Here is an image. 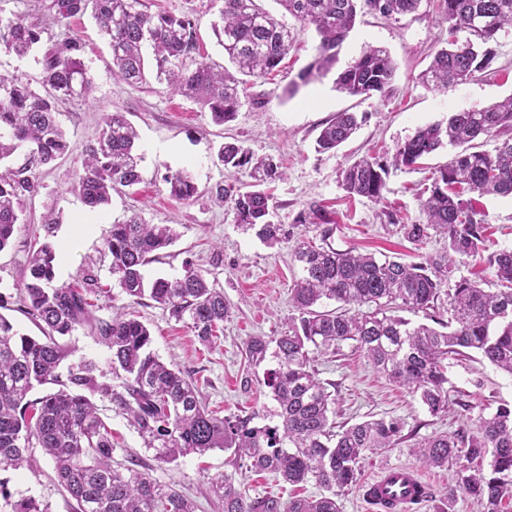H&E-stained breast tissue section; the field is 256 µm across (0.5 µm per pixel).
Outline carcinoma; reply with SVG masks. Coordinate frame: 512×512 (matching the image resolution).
<instances>
[{"mask_svg":"<svg viewBox=\"0 0 512 512\" xmlns=\"http://www.w3.org/2000/svg\"><path fill=\"white\" fill-rule=\"evenodd\" d=\"M299 27H290L260 5V0H224L213 30L229 66L220 70L196 59L195 23L187 15L152 13L142 0H49L42 13L0 17V49L19 58L41 54V94L15 77H0V161L20 148L27 165L0 174V251L15 235L25 202L36 192L28 172L68 153L70 144L56 119L58 102L84 98L92 88L82 54L84 46L66 36L50 46L42 35L50 25L67 28L86 15L106 38L112 74L130 84L150 71L173 92L192 99L214 123L235 120L242 101V77L264 78L288 55L296 35L308 28L319 37L315 60L291 81L286 94L336 71V90L352 97L386 96L394 91L398 69L390 54L367 45L351 62L338 66L341 49L358 17L372 14L398 21L415 13L421 0H277ZM449 34L463 31L436 50L421 81L437 91L450 90L478 73L492 71L501 36L512 31V0H439ZM359 127L354 112H339L321 130L317 149L328 152L349 140ZM512 131V97L488 107L454 112L446 123H431L398 144L391 162L361 158L342 172L351 196L378 201L389 167L411 168L438 149L457 152L436 170L430 194L422 203L423 224H404L407 239L419 243L428 231L443 234L448 248L438 259L406 263L382 260L355 248L336 249L321 230V244L301 239L294 261L301 276L290 289L295 314L274 337L252 336L245 353L250 363L270 356L264 384L271 389L278 422L257 426L255 416H219L203 402L192 379L162 362L150 349L147 325L135 317L98 318L90 311L87 287L56 285L58 220L45 216L44 236L30 250L28 276L19 301L34 319L39 336H28L0 314V470L15 468L36 443L53 461L59 484L75 500V512H195V504L175 486H161L127 466L113 465L112 430L98 416L91 397L108 399L127 417L160 464L214 448L233 451L246 468L266 471L289 484L315 482L326 493L282 502L275 496L250 497L244 481L222 474L210 491L222 512H341L336 489L356 484L365 452L391 448L415 433L402 434L396 420L371 419L336 425L332 383L318 377L315 362L345 342L354 343L371 365L395 385L418 398L433 414L448 411L446 362L467 352L481 354L496 368L512 374V249L487 252L488 214L474 209L466 191L512 196V138L494 152L476 141ZM137 133L122 112H107L97 141L83 151L82 170L73 185L92 209L108 204L112 191L142 181ZM217 160L227 169L249 170L254 183L235 192L222 184L210 189L219 204H230L235 223L274 247L282 225L269 219V196L261 186L283 176L270 158H255L237 142H226ZM171 196L194 200L198 186L186 171L167 172ZM178 238L172 224H149L134 213L113 224L103 238L111 256V273L125 296L137 303L149 297L178 320H184L205 345L219 338L230 305L224 293L209 286L205 271L186 264L174 279L146 282L143 268L162 258ZM470 261L490 270L485 283L454 277L457 264ZM448 289H442L443 282ZM325 300L338 303L320 311ZM448 313L434 325H413L394 311ZM88 326L93 338L110 352L114 383L93 360L59 368L71 355L67 338ZM58 389L28 399L37 386ZM426 468L443 467L460 458L454 484L437 512H455L459 495L472 496L483 512H504L512 501V405L480 414L456 434H433L413 444ZM488 461V468L480 465ZM478 466H472V463ZM11 512H48L34 498L11 505Z\"/></svg>","mask_w":512,"mask_h":512,"instance_id":"obj_1","label":"carcinoma"}]
</instances>
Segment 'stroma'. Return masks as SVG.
<instances>
[{
  "label": "stroma",
  "instance_id": "1",
  "mask_svg": "<svg viewBox=\"0 0 512 512\" xmlns=\"http://www.w3.org/2000/svg\"><path fill=\"white\" fill-rule=\"evenodd\" d=\"M146 2L154 12L190 16L201 56L223 64L224 50L212 31L222 0ZM437 4L438 0H422L418 11L397 22L365 15L340 53L345 63L363 45L385 48L398 65L393 93L351 97L337 91L333 76L328 75L301 87L294 96H285L289 82L317 54L319 39L309 30L298 35L274 79L247 78L243 105L236 119L224 126L213 124L198 103L173 93L155 78L134 85L113 79L111 51L95 22L87 16L74 21L71 33L84 44L92 91L87 98L58 105V121L70 150L55 163L34 171L37 191L27 201L10 245L0 251V296L7 303L0 313L19 332L39 335L37 324L18 309L19 294L27 273L29 244L47 209H55L59 223L54 241L61 250L55 266L56 284H76L83 274H92L97 291L89 300L95 316L109 319L119 313L134 314L149 327L153 351L161 361L176 365L196 380L210 409L223 415L251 413L256 424L269 423L276 403L263 379L273 363L250 365L245 343L253 336L278 335L293 312L290 288L300 275L293 251L306 231L299 215L310 203L323 206L332 220L330 241L338 249L397 253L407 262L440 257L447 247L443 235L434 232L423 243L414 244L405 239L401 227L423 221L421 204L436 168L453 155L452 147L421 160L418 169L390 170L386 190L377 202L349 197L340 174L363 157L391 158L396 145L420 126L444 122L450 113L482 108L512 96V34L501 40L493 73L471 78L445 93L420 82L431 52L448 39V24ZM344 110L362 115L360 128L335 151L316 152L320 131ZM106 112L124 113L135 127L143 181L135 190L113 192L110 203L96 212L98 224L86 228L82 218L88 209L71 185L81 170L82 152L94 142ZM234 140L255 156L273 158L284 173L282 180L270 186V220L286 232L275 247H267L254 234L238 228L229 207L215 204L209 194L210 187L219 182L241 187L250 181L247 172L224 168L216 160L219 145ZM169 169L190 173L199 196L190 202L170 196L162 180ZM473 202L489 216V250L512 249V198L477 195ZM135 212L149 223L174 225L179 234L166 256L145 267L146 279L180 276L189 261L205 270L210 284L223 291L230 314L223 335L212 344L199 342L184 323L152 300L136 304L120 292L110 273L103 234L110 224L125 221ZM317 368L321 380L336 385L337 421L354 424L370 418L394 419L404 430H416L421 437L456 433L481 411L512 404V375L476 353L449 365L451 404L446 413L437 416L390 383L351 344H343L336 356L320 359ZM97 406L112 428L115 462L136 460L138 470L159 484H177L195 501L196 512H218L210 499V480L221 473H234L232 451L216 448L161 465L111 402L101 400ZM397 463L420 468L405 442L366 452L357 485L339 496L341 512H380L365 501L362 485L382 467ZM420 470L430 498L414 512H435L448 492L454 469ZM243 477L253 497L273 495L287 501L320 493L314 483L291 485L267 472L247 470ZM0 482L10 492V499L32 497L48 505L49 512H73V500L58 483L53 462L39 447L28 449L19 468L1 470Z\"/></svg>",
  "mask_w": 512,
  "mask_h": 512
}]
</instances>
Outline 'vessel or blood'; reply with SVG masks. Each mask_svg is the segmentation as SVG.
Returning a JSON list of instances; mask_svg holds the SVG:
<instances>
[{
  "label": "vessel or blood",
  "mask_w": 512,
  "mask_h": 512,
  "mask_svg": "<svg viewBox=\"0 0 512 512\" xmlns=\"http://www.w3.org/2000/svg\"><path fill=\"white\" fill-rule=\"evenodd\" d=\"M363 495L384 512H409L427 498L428 485L414 468L390 465L364 485Z\"/></svg>",
  "instance_id": "b4317fda"
}]
</instances>
